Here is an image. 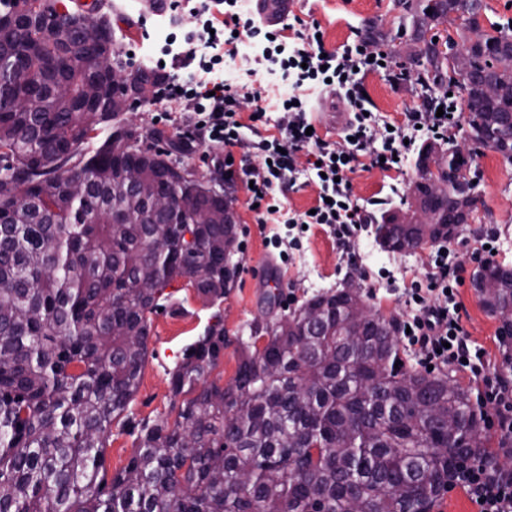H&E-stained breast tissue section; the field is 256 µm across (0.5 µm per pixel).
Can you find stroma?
Instances as JSON below:
<instances>
[{"instance_id":"stroma-1","label":"stroma","mask_w":512,"mask_h":512,"mask_svg":"<svg viewBox=\"0 0 512 512\" xmlns=\"http://www.w3.org/2000/svg\"><path fill=\"white\" fill-rule=\"evenodd\" d=\"M288 20L318 23L323 31L324 46L330 51L371 35L379 37L395 60L406 64L416 59L419 50L413 39L412 17L401 0H297V8L289 14ZM112 25L122 34L123 50L130 55L131 68L139 66L133 52L141 44L163 60L165 76L184 82L193 73V66L183 65L168 56L154 38L158 27L180 35L191 30L192 25L182 8L171 5L166 12L158 13L146 8L143 0H135L125 14L113 16ZM280 80V74L267 73L261 66L249 84L267 91L270 83ZM363 84L380 123H404L408 113L424 106L420 85L399 88L379 72L366 75ZM275 101L274 94L267 91L265 120L256 130H244L245 144L235 148L236 159L246 160L251 166L259 165V158L246 155L244 147L277 134L280 115L273 109ZM125 119L130 126L159 129L166 135L178 137L189 123L191 112L182 105L169 109L154 101L147 109L126 113ZM431 141V135L419 133L416 148L409 151L401 169L384 171L357 167L349 175L354 200L371 208L377 217L386 211L393 213L408 208L411 188L418 177L416 149ZM223 155L222 148H206L194 143L178 160L231 200L239 225L238 246L233 256L239 266L238 277L226 290L223 301L215 304L181 279L165 288L157 309L149 316V357L130 405L131 413L112 423L106 449L108 473L126 467L135 451L137 432L142 424L160 418L171 421L177 418L182 400L171 393L170 374L184 348L203 335L208 326L218 321L224 326V355L212 376L226 385L237 369L238 340L250 336L255 324L289 314L313 295L348 285L359 289L364 302L373 311L399 319L408 313L402 298L404 289L413 281H425L429 271L434 246L411 253L388 252L380 247L369 226L345 248L337 243L329 227L314 224L304 234L300 249L286 250L285 244L294 236V229L286 224L259 223L248 204L243 172H236L233 182H225L220 162ZM474 167L480 173V181L471 229L461 238L449 241L448 246L462 253L464 267L470 270L484 261L476 252L480 239L492 236L498 248L496 262L512 266V163L496 152L484 150L477 154ZM267 258L276 260L279 272L277 282L269 284L257 278V270ZM458 295L466 310L464 326L472 346L483 349L490 374L500 375L505 357L512 356V342L501 344L496 320L483 310L469 282H462Z\"/></svg>"}]
</instances>
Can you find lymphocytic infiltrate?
Returning a JSON list of instances; mask_svg holds the SVG:
<instances>
[{
	"instance_id": "obj_1",
	"label": "lymphocytic infiltrate",
	"mask_w": 512,
	"mask_h": 512,
	"mask_svg": "<svg viewBox=\"0 0 512 512\" xmlns=\"http://www.w3.org/2000/svg\"><path fill=\"white\" fill-rule=\"evenodd\" d=\"M263 34L265 56H279L280 64L292 79V93L277 103L282 118L277 136L255 143L261 160L247 174L253 186L249 201L255 204L260 223L289 221L296 226L326 224L333 228L340 244L347 245L357 236L369 216L354 202L347 177L369 157L371 165L390 169L396 160L405 159L417 131L424 130L434 139L447 140L457 128L460 115L447 111V94H439L434 104L412 112L406 124L388 129L379 127L372 115V103L364 94L359 74L383 71L399 86L412 81L411 72L381 48L365 40L344 45L342 51H326L319 37L320 27L311 24L286 37L280 30H261L254 20L234 22L225 18L211 37L216 51L200 63L201 78L177 84L162 81L156 91L159 102L186 101L192 104L193 118L187 135L206 145L224 148L241 145L245 122L263 121L267 109L262 106L260 90L245 85H228L219 73L225 56L233 55L239 42L238 30ZM332 85L343 92L353 117L346 140L327 142L308 133L307 86ZM381 141V150H372L373 141ZM310 174L318 188L314 213L285 215L274 194L278 185H295L299 171ZM463 264L451 250L436 252L430 261L427 289L411 288L405 303L411 312L402 320L406 340L421 366L448 362L461 366L478 383L476 400L488 417L490 426L504 437L512 436V385L490 378L483 353L473 350L463 325L465 313L456 291L463 277ZM452 485L463 487L478 504L480 512H512V469L467 461L454 472Z\"/></svg>"
}]
</instances>
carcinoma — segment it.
Here are the masks:
<instances>
[{"instance_id": "cac0c4a2", "label": "carcinoma", "mask_w": 512, "mask_h": 512, "mask_svg": "<svg viewBox=\"0 0 512 512\" xmlns=\"http://www.w3.org/2000/svg\"><path fill=\"white\" fill-rule=\"evenodd\" d=\"M57 0H0V176L21 198L0 196V512H431L463 458L496 464L471 392L448 375L415 373L400 360L397 322L374 313L366 350L340 336L348 295L320 293L318 333L268 321L240 341L233 382L210 379L224 349L213 326L171 372L185 396L174 423L141 426L128 465L107 477L112 422L128 416L148 359L147 314L174 280L204 275L197 292L224 297V201L180 182L173 153L186 144L152 133L148 154L114 148L126 126L118 113L91 112L86 86L112 81L70 69L15 25L58 24ZM483 0H417L415 39L424 43L417 81L448 83L464 95L472 147L453 150L458 178L473 184V155L489 149L512 162V130L493 123L512 113V29L480 23ZM94 46L122 53L112 6ZM459 24L474 35L451 64L425 39V23ZM98 143H93V140ZM142 168L157 192L180 204L164 218L147 210L121 172ZM88 183L74 194L67 174ZM206 207L208 224L194 215ZM191 239H186V235ZM376 237L396 243L398 224ZM169 240L158 254L154 241ZM494 304H512V288ZM458 419L459 433L434 415Z\"/></svg>"}]
</instances>
